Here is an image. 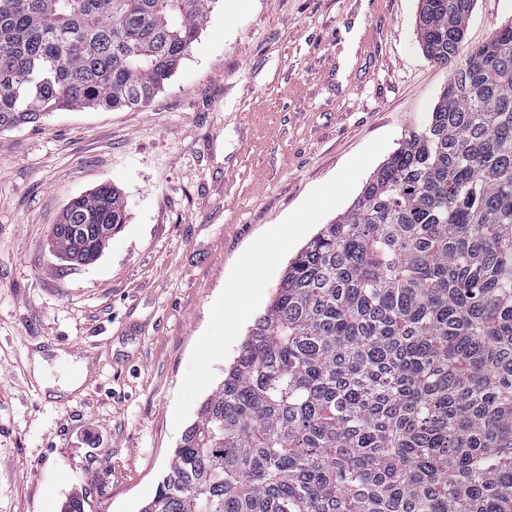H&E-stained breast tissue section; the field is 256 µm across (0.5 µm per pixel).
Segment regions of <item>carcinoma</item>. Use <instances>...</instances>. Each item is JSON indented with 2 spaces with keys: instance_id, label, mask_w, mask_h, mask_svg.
Masks as SVG:
<instances>
[{
  "instance_id": "1",
  "label": "carcinoma",
  "mask_w": 512,
  "mask_h": 512,
  "mask_svg": "<svg viewBox=\"0 0 512 512\" xmlns=\"http://www.w3.org/2000/svg\"><path fill=\"white\" fill-rule=\"evenodd\" d=\"M426 56L464 61L354 205L288 264L141 512H512V20L420 0ZM212 0H0V128L136 108ZM120 193L73 199L86 261ZM512 20V0H475L466 40L470 45L487 39L496 28Z\"/></svg>"
}]
</instances>
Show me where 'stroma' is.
Listing matches in <instances>:
<instances>
[{"label": "stroma", "instance_id": "stroma-1", "mask_svg": "<svg viewBox=\"0 0 512 512\" xmlns=\"http://www.w3.org/2000/svg\"><path fill=\"white\" fill-rule=\"evenodd\" d=\"M419 0H214L165 89L135 109L0 132V512H140L182 431L177 391L231 268L381 135L425 126L448 67ZM512 20L474 0L466 40ZM119 189L93 262L50 245L69 201ZM42 357L43 377L33 361ZM80 376V387L56 382Z\"/></svg>", "mask_w": 512, "mask_h": 512}]
</instances>
